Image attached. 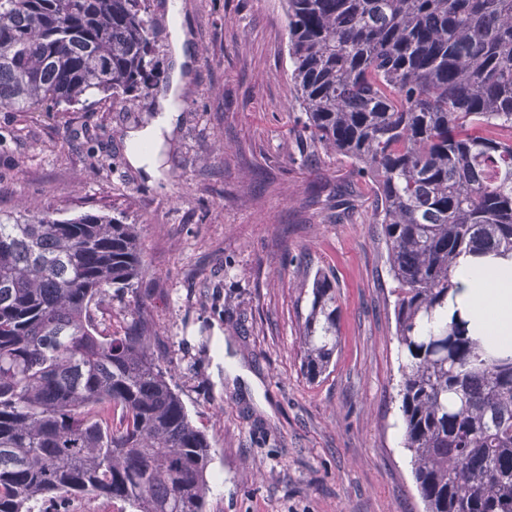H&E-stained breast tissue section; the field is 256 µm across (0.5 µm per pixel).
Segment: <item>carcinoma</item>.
Segmentation results:
<instances>
[{
    "mask_svg": "<svg viewBox=\"0 0 512 512\" xmlns=\"http://www.w3.org/2000/svg\"><path fill=\"white\" fill-rule=\"evenodd\" d=\"M301 132L376 189L396 287L398 411L425 512H512V355L448 312L462 255L512 258V0H284ZM141 0H0V105L58 108L161 78ZM135 225L106 214L0 216V512L94 497L204 512L210 448L145 324L105 335L135 292ZM301 336L314 379L339 309L318 277Z\"/></svg>",
    "mask_w": 512,
    "mask_h": 512,
    "instance_id": "1",
    "label": "carcinoma"
}]
</instances>
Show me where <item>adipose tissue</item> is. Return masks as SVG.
<instances>
[{"instance_id":"1","label":"adipose tissue","mask_w":512,"mask_h":512,"mask_svg":"<svg viewBox=\"0 0 512 512\" xmlns=\"http://www.w3.org/2000/svg\"><path fill=\"white\" fill-rule=\"evenodd\" d=\"M170 39L176 60L172 90L161 97V113L152 126L134 133L129 143L133 164L150 172L162 163V143L172 133L179 110L175 90L188 77V38L180 24H173ZM455 279L463 286L458 301L466 308L483 346L491 351H512V259L482 263L460 259Z\"/></svg>"}]
</instances>
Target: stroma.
Wrapping results in <instances>:
<instances>
[{
	"mask_svg": "<svg viewBox=\"0 0 512 512\" xmlns=\"http://www.w3.org/2000/svg\"><path fill=\"white\" fill-rule=\"evenodd\" d=\"M168 0H144L155 58L175 67ZM283 0H181L192 77L156 173L126 139L157 97L86 108L0 107V214L35 206L136 225V293L93 309L117 332L138 310L152 348L210 445L205 512H424L394 401L395 283L376 196L346 158L297 133ZM335 277L336 353L301 369L299 336L320 274Z\"/></svg>",
	"mask_w": 512,
	"mask_h": 512,
	"instance_id": "1",
	"label": "stroma"
}]
</instances>
